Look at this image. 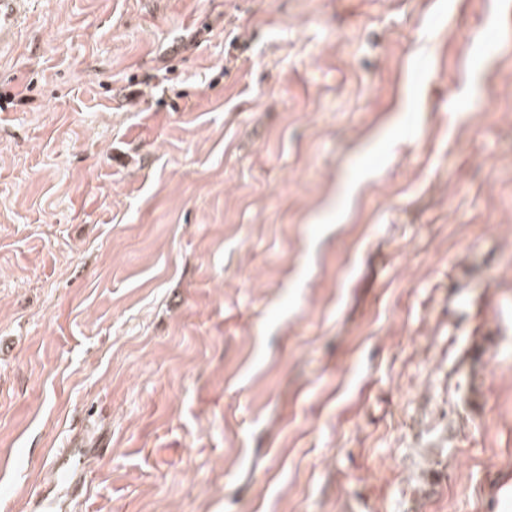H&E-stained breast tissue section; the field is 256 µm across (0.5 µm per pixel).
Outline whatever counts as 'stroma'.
I'll return each instance as SVG.
<instances>
[{"mask_svg":"<svg viewBox=\"0 0 512 512\" xmlns=\"http://www.w3.org/2000/svg\"><path fill=\"white\" fill-rule=\"evenodd\" d=\"M512 512V0H31L0 52V512ZM54 473L58 483L65 486L71 495H82L87 492L86 477L80 468V459L74 448H64L55 455Z\"/></svg>","mask_w":512,"mask_h":512,"instance_id":"35a3bbf8","label":"stroma"}]
</instances>
